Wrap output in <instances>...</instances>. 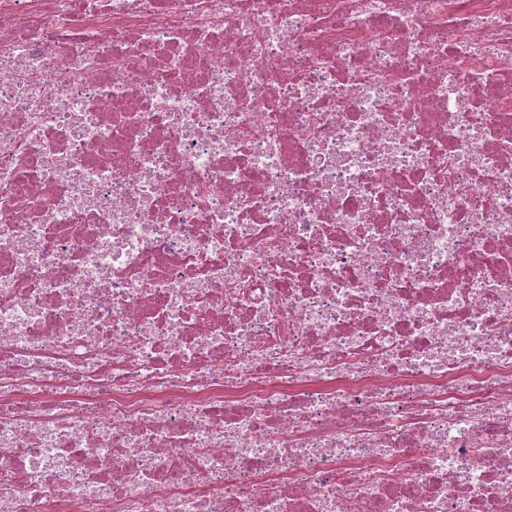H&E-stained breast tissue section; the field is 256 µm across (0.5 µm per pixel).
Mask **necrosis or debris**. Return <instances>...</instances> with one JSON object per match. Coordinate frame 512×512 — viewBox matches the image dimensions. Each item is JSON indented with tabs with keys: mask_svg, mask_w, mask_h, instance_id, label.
Listing matches in <instances>:
<instances>
[{
	"mask_svg": "<svg viewBox=\"0 0 512 512\" xmlns=\"http://www.w3.org/2000/svg\"><path fill=\"white\" fill-rule=\"evenodd\" d=\"M0 512H512V0H0Z\"/></svg>",
	"mask_w": 512,
	"mask_h": 512,
	"instance_id": "1",
	"label": "necrosis or debris"
}]
</instances>
